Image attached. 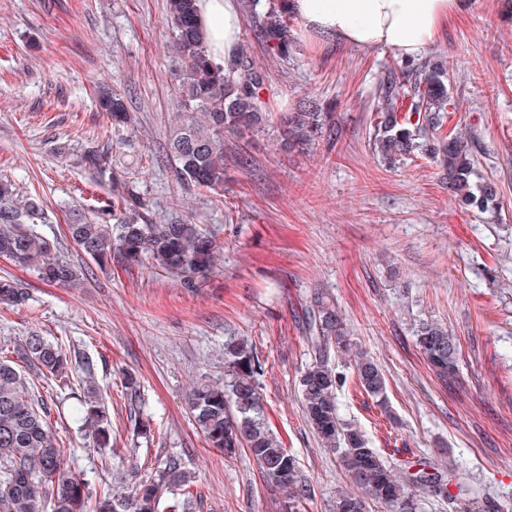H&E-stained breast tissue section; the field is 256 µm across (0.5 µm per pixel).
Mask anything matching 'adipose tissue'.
Returning a JSON list of instances; mask_svg holds the SVG:
<instances>
[{
	"instance_id": "adipose-tissue-1",
	"label": "adipose tissue",
	"mask_w": 512,
	"mask_h": 512,
	"mask_svg": "<svg viewBox=\"0 0 512 512\" xmlns=\"http://www.w3.org/2000/svg\"><path fill=\"white\" fill-rule=\"evenodd\" d=\"M459 0H285L307 43L388 49L405 58L435 43ZM198 21L211 57L230 60L241 30L238 0H198Z\"/></svg>"
}]
</instances>
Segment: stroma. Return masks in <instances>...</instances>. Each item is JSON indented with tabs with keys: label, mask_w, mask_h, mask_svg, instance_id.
<instances>
[{
	"label": "stroma",
	"mask_w": 512,
	"mask_h": 512,
	"mask_svg": "<svg viewBox=\"0 0 512 512\" xmlns=\"http://www.w3.org/2000/svg\"><path fill=\"white\" fill-rule=\"evenodd\" d=\"M462 2L429 52L448 70L449 125L473 130L478 168L499 187L495 219L462 206L430 156L389 168L373 155L376 87L402 62L390 50L302 45L280 60L243 18L239 43L268 72L269 120L258 136H225L226 152L251 164L229 166L223 196L191 195L163 151L179 84L167 0H0V179L17 199L39 198L38 231L61 235L72 210L111 197L81 156L111 149L97 97L116 90L139 122L116 161L138 175L155 223L200 225L220 247L217 269L193 289L148 261L99 267L67 240L61 257L85 269L74 288L0 259V279L29 296L0 306V351L36 330L96 365L112 417L108 455L73 420L77 377L31 385L91 495L120 492L127 469L174 455L195 475L194 512H285L251 457L208 448L186 403L196 380L223 382L224 341L244 336L264 369L269 424L310 487L303 512H333L350 482L308 426L299 391L315 358L300 317L320 291L386 377L388 411L347 385L337 392L342 417L390 462L420 461L450 480L449 498L421 493L420 512H470L476 497L512 512V0ZM308 96L333 106L334 128L307 152L286 150L279 115ZM419 318L459 338L448 382L415 347ZM138 419L149 437L135 433Z\"/></svg>",
	"instance_id": "obj_1"
}]
</instances>
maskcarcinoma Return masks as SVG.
I'll use <instances>...</instances> for the list:
<instances>
[{"instance_id": "1", "label": "carcinoma", "mask_w": 512, "mask_h": 512, "mask_svg": "<svg viewBox=\"0 0 512 512\" xmlns=\"http://www.w3.org/2000/svg\"><path fill=\"white\" fill-rule=\"evenodd\" d=\"M258 16V37L270 52L288 58V15L275 0H244ZM168 28L180 68V107L171 129L166 157L177 183L188 192L224 193L227 162L248 166V157L231 160L224 154V135L245 136L261 131L267 120L260 108L266 73L244 48L228 62L208 54L197 23L196 0H169ZM376 123L370 138L374 153L387 166L404 164L419 154L440 159L450 190L464 205L480 213L498 207L499 188L480 174L468 132L445 130L448 118V71L432 59L409 62L388 71L380 82ZM101 111L112 123V144L120 146L135 136L136 119L124 97L114 92L99 98ZM287 144L302 150L312 146L334 124L333 113L307 99L294 112L282 115ZM83 162L112 183V200L93 215L77 212L66 224V238L100 266L117 261L126 267L151 260L194 288L217 266L215 238L197 224H155L150 200L126 168L112 164L108 153L89 149ZM41 210L39 198L19 205H0V258L31 268L50 284L73 286L83 278L82 268L59 256L61 242L38 232L26 220ZM28 301L15 281L0 280V304L20 307ZM305 332L318 357L299 379L305 418L324 447L337 455L340 467L362 490L341 492L335 512H368L367 499L387 512H420L416 492L425 486L448 492L443 477L421 468L393 466L371 448L358 428L345 423L338 412L337 390L346 377L332 365L331 352L348 350L346 329L336 306L316 292L305 307ZM417 347L443 380L457 367L458 338L441 323L421 319L415 324ZM17 358L44 380L63 379L72 363L62 346L36 331L17 347ZM83 400L80 419L84 435L101 452L112 453V421L94 375L93 363L81 364ZM263 367L252 345L243 338L224 343V384L202 379L190 390L189 405L209 447L235 457L245 451L267 482L285 495L287 512H302L308 489L299 475L296 458L268 425L259 377ZM354 388L386 408V379L382 370L362 352L354 353ZM191 482L178 457H168L156 471L129 473L125 494L110 492L91 499L86 484L63 461V451L51 426L48 404L30 394L20 369L12 360H0V512H192L188 498L164 500L166 493Z\"/></svg>"}]
</instances>
